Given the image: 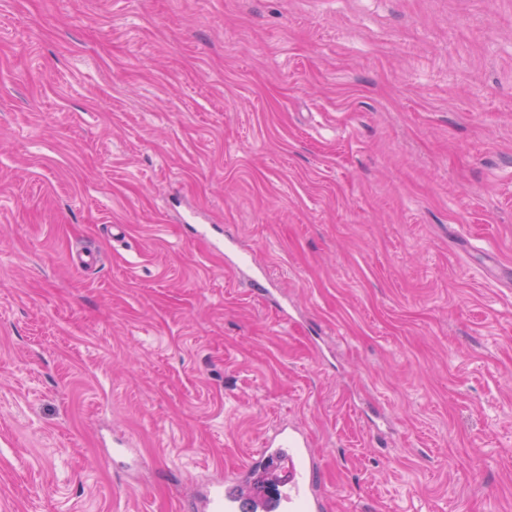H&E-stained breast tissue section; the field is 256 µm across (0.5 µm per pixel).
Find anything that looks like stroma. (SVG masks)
Listing matches in <instances>:
<instances>
[{
  "instance_id": "35a3bbf8",
  "label": "stroma",
  "mask_w": 512,
  "mask_h": 512,
  "mask_svg": "<svg viewBox=\"0 0 512 512\" xmlns=\"http://www.w3.org/2000/svg\"><path fill=\"white\" fill-rule=\"evenodd\" d=\"M510 267L512 0H0V512H512ZM305 433L281 431L267 436L257 458L245 471L226 477L193 509L204 512H323L327 509L316 490V466ZM274 461L288 463L287 475L277 492L262 500L242 495L239 487L257 466Z\"/></svg>"
}]
</instances>
